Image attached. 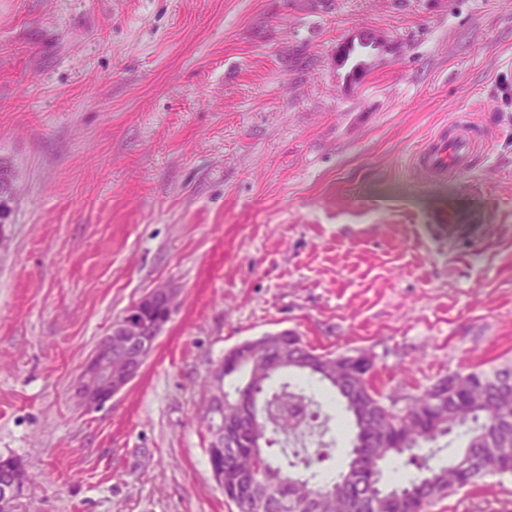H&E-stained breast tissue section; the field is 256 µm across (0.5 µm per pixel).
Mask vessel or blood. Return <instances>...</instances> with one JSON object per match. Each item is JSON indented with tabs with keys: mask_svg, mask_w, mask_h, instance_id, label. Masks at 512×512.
<instances>
[{
	"mask_svg": "<svg viewBox=\"0 0 512 512\" xmlns=\"http://www.w3.org/2000/svg\"><path fill=\"white\" fill-rule=\"evenodd\" d=\"M483 150L484 139L479 127L464 115L422 146L415 157V165L434 178L444 179L467 169Z\"/></svg>",
	"mask_w": 512,
	"mask_h": 512,
	"instance_id": "vessel-or-blood-1",
	"label": "vessel or blood"
}]
</instances>
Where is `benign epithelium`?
<instances>
[{"label": "benign epithelium", "instance_id": "7a95c632", "mask_svg": "<svg viewBox=\"0 0 512 512\" xmlns=\"http://www.w3.org/2000/svg\"><path fill=\"white\" fill-rule=\"evenodd\" d=\"M173 284L159 286L143 295L117 317L99 338L77 375L72 392L80 407L96 409L126 390L139 376L155 349L179 300ZM261 345L249 339L239 344L238 363L257 365ZM238 413L224 411V427L212 429L213 439L234 437ZM28 476L21 463L0 458V512H13Z\"/></svg>", "mask_w": 512, "mask_h": 512}]
</instances>
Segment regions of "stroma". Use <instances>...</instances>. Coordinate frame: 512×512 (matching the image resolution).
I'll use <instances>...</instances> for the list:
<instances>
[{
    "instance_id": "1",
    "label": "stroma",
    "mask_w": 512,
    "mask_h": 512,
    "mask_svg": "<svg viewBox=\"0 0 512 512\" xmlns=\"http://www.w3.org/2000/svg\"><path fill=\"white\" fill-rule=\"evenodd\" d=\"M385 46L359 73L358 33ZM467 113L489 133L435 180L413 153ZM0 455L14 512H231L197 412L238 343L363 350L385 395L512 360V0H0ZM179 303L104 407L70 388L160 285ZM323 403L320 477L353 424ZM429 512H512V476ZM12 457L22 462L18 457ZM16 461L7 457L0 458V510L2 512L13 511L14 502L28 480L25 466Z\"/></svg>"
}]
</instances>
